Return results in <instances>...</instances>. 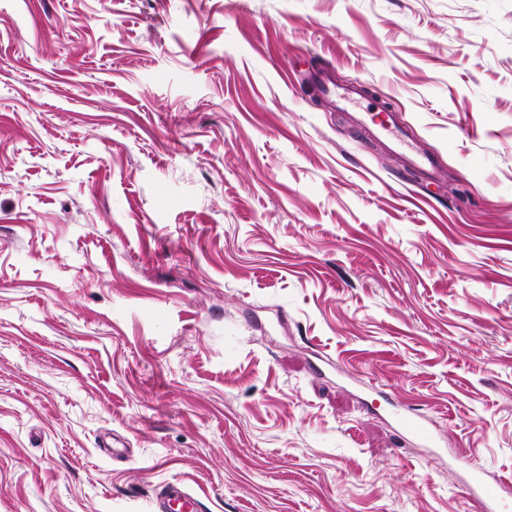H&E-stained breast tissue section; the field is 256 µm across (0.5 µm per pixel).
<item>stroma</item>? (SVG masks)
<instances>
[{"mask_svg": "<svg viewBox=\"0 0 512 512\" xmlns=\"http://www.w3.org/2000/svg\"><path fill=\"white\" fill-rule=\"evenodd\" d=\"M474 470L512 0H0V512H478Z\"/></svg>", "mask_w": 512, "mask_h": 512, "instance_id": "obj_1", "label": "stroma"}]
</instances>
